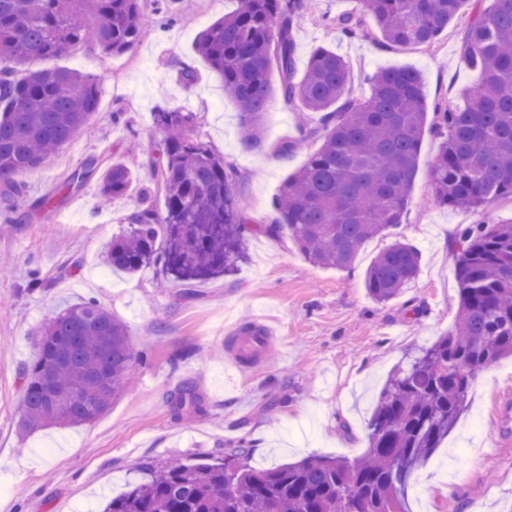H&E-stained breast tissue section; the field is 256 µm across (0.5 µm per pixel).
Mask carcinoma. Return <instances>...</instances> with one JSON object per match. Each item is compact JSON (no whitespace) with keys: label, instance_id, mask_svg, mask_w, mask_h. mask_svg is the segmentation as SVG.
Masks as SVG:
<instances>
[{"label":"carcinoma","instance_id":"carcinoma-1","mask_svg":"<svg viewBox=\"0 0 512 512\" xmlns=\"http://www.w3.org/2000/svg\"><path fill=\"white\" fill-rule=\"evenodd\" d=\"M381 46H430L461 17L466 0H366ZM143 0H0V200L15 211L25 197L19 177L44 163L99 108V79L75 70H32L13 64L71 54L79 47L110 59L141 34ZM301 0H239L196 42L199 55L239 107L244 141H262L269 75L277 71L284 103L320 114L306 136L321 147L282 187L273 224H249L234 175L224 159L189 128L191 112L161 109L163 132L152 177L165 192L158 213L144 191L112 238L104 263L135 272L162 261L188 299L197 282L239 256L248 233L288 236L301 254L324 267L350 266L367 240L400 223L414 187L425 130L443 138L431 165L430 204L480 212L512 200V0L476 13L462 43L481 81L460 103L429 113L419 74L382 69L370 92H348V69L336 52L320 48L297 74L293 30ZM347 36L360 21H334ZM96 178L100 195H125L133 180L122 163L95 159L70 173L58 191L77 193ZM458 251L459 309L454 330L424 348L385 383L368 425L369 451L354 458L309 457L258 470L253 442L241 438L224 456L204 463H142L146 478L109 499L103 512H407L410 475L439 447L464 410L475 375L512 356V222L468 224L453 241ZM420 254L395 242L366 272V289L386 304L416 277ZM137 361L126 326L97 300L69 305L46 322L38 359L24 371L20 427L74 426L106 413L124 392ZM178 418L204 411L185 384L169 399Z\"/></svg>","mask_w":512,"mask_h":512}]
</instances>
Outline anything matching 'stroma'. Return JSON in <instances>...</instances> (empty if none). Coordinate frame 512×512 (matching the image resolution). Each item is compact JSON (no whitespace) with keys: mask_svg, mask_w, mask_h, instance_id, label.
I'll return each mask as SVG.
<instances>
[{"mask_svg":"<svg viewBox=\"0 0 512 512\" xmlns=\"http://www.w3.org/2000/svg\"><path fill=\"white\" fill-rule=\"evenodd\" d=\"M235 7L236 0H180L176 19L167 23L146 0L141 36L130 51L104 62L81 48L46 62L99 77L100 107L59 152L22 175L30 202L11 223H0V260L9 263L0 268V512H72L79 501L100 508L140 480L139 462H201L223 455L244 435L256 442L250 464L258 469L309 456L365 454L368 420L387 378L453 326L459 292L450 242L458 226L512 220L507 200L479 214L423 208L440 150L439 138L427 132L400 224L367 242L350 268L312 264L283 232L247 235L235 264L200 281L190 301L162 263L133 273L106 269L102 253L143 190L151 189L157 211L165 209L147 166L162 140L153 124L158 109L193 113L191 135L233 171L254 224L276 218L283 183L321 145L302 133L317 125V113L297 111L276 92L261 145L242 140L234 99L194 52L199 34ZM302 11L295 32L299 66L316 48H331L349 64L354 96L368 94L378 70L411 68L429 107L444 108L480 79L461 54L471 7L428 48L378 46L369 36L375 25L364 0H302ZM342 14L360 20L363 34L337 32L332 21ZM186 63L195 71L190 83L181 76ZM284 140L299 144L287 158L276 153ZM93 156L135 173L127 195L102 205L92 182L56 207H35ZM397 240L419 250L420 269L399 299L382 306L368 296L365 273ZM35 275L41 287H31ZM90 298L128 329L137 355L132 383L109 412L89 423L20 432L21 373L38 357L47 318ZM259 316L275 326L276 339L263 362L237 368L225 331ZM186 383L196 387L204 411L178 420L166 400ZM407 503L410 512H512V357L476 374L456 427L412 475Z\"/></svg>","mask_w":512,"mask_h":512,"instance_id":"obj_1","label":"stroma"}]
</instances>
